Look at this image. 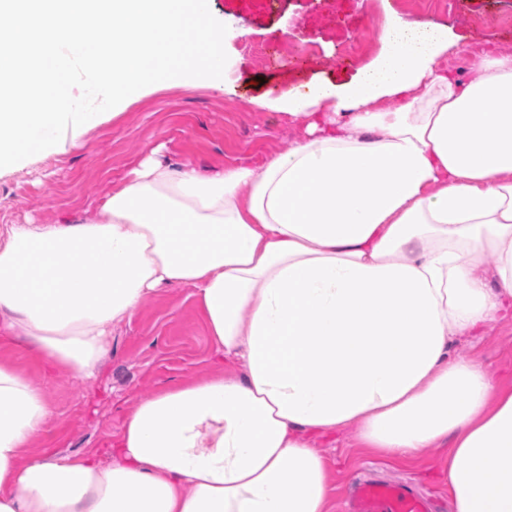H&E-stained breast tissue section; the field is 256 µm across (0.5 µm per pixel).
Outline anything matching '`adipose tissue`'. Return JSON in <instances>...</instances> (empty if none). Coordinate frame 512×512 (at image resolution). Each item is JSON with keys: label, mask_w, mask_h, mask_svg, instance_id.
<instances>
[{"label": "adipose tissue", "mask_w": 512, "mask_h": 512, "mask_svg": "<svg viewBox=\"0 0 512 512\" xmlns=\"http://www.w3.org/2000/svg\"><path fill=\"white\" fill-rule=\"evenodd\" d=\"M380 40L277 99L305 134L260 166L148 159L94 222L0 227V336L28 358L95 377L180 284L225 364L142 399L103 460L25 456L55 410L0 361V512H332L317 444L349 426L391 459L448 448L452 512H512V391L453 351L512 317V55L463 82L433 23Z\"/></svg>", "instance_id": "1"}]
</instances>
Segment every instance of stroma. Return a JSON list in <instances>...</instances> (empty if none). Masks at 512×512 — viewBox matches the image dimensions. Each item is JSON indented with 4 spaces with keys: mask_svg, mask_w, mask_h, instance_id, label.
<instances>
[{
    "mask_svg": "<svg viewBox=\"0 0 512 512\" xmlns=\"http://www.w3.org/2000/svg\"><path fill=\"white\" fill-rule=\"evenodd\" d=\"M512 10V0H456L453 13L410 12L399 0H282L267 13L265 0H213V15L228 32L223 91L177 84L147 92L116 118L102 122L66 147L0 176V225L55 224L94 220L111 192L145 157L188 163L214 174L231 165H259L288 151L303 128L267 108L270 98L314 79L350 82L380 53L379 32L388 15L409 25L429 20L460 37L458 60L487 46L512 53V26H477L470 18H492ZM362 41L366 51L352 61L338 50V33ZM309 47L305 57L282 56L264 63L246 51L249 43ZM111 350L98 378L80 380L65 368L45 372L38 361L24 369L55 406L49 434L32 443L34 453L55 451L105 455L123 419L159 388L207 377L222 366L211 343L195 291L162 286L146 298L130 321L113 328ZM456 354L474 360L512 390V320H495L475 336L455 341ZM332 474V494L343 502L352 486L375 467L382 478L447 493L435 481L447 451L428 448L413 460H393L366 448L356 428L338 432L320 447Z\"/></svg>",
    "mask_w": 512,
    "mask_h": 512,
    "instance_id": "obj_1",
    "label": "stroma"
}]
</instances>
